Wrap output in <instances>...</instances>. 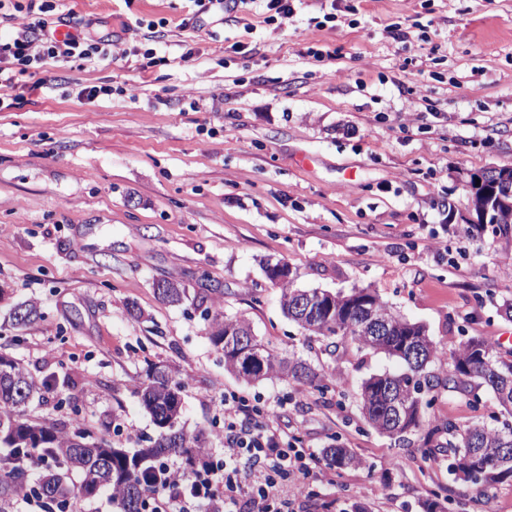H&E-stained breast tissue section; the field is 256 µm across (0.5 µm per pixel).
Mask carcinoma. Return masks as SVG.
Listing matches in <instances>:
<instances>
[{
  "label": "carcinoma",
  "instance_id": "cac0c4a2",
  "mask_svg": "<svg viewBox=\"0 0 512 512\" xmlns=\"http://www.w3.org/2000/svg\"><path fill=\"white\" fill-rule=\"evenodd\" d=\"M474 215L472 225L480 232L509 245L512 243V209H500L498 223L483 222L482 211L489 198L469 192ZM281 290L283 313L295 322L308 340L325 343V352L341 359L345 346L358 351L383 354L401 364L397 372L374 373L365 378L357 398L359 419L369 429L398 443L408 435L425 431L429 456L448 457V472L471 483L485 495L495 486L512 482V355L502 356L494 343L482 337L461 342L450 354L448 370L435 367L443 351L421 324L394 311L377 293L352 287L336 291L317 303L316 311L296 307L294 279L276 284ZM160 299L170 304L182 301L185 289L163 281L154 285ZM367 299L377 318L371 323L359 300ZM38 316L31 304L15 308V324L25 325ZM251 328L241 317L210 318V339L224 352V369L238 380L254 385L278 378L290 383L309 384L321 394L337 387L334 374L319 372L303 359L283 357L269 344L254 339L260 347L265 368L246 369L236 350L228 349L236 334ZM181 382L173 379L165 366L155 365L147 380L137 387L146 412L159 438L133 453L98 440L84 426L80 409L71 408L66 422L33 419L26 405L38 389V381L20 362L0 355V512H12L23 498L32 462L40 460L51 469L36 485L34 493L51 512H74L79 500H92L101 490L112 491L118 512H144L145 499L158 480L156 466L163 458H186L187 469L196 470L203 460L201 438L177 428L182 415ZM485 389L501 407L495 423L480 419L465 425L450 420H433L427 415L433 392L443 389L462 398H478ZM323 458L335 470L360 467L363 461L352 449L332 443L323 449Z\"/></svg>",
  "mask_w": 512,
  "mask_h": 512
}]
</instances>
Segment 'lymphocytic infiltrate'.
Returning <instances> with one entry per match:
<instances>
[{
  "label": "lymphocytic infiltrate",
  "instance_id": "lymphocytic-infiltrate-1",
  "mask_svg": "<svg viewBox=\"0 0 512 512\" xmlns=\"http://www.w3.org/2000/svg\"><path fill=\"white\" fill-rule=\"evenodd\" d=\"M53 0H42L25 30L0 37V107L12 98L16 75L42 61L68 62L104 57L100 41L59 32L50 14ZM42 51L31 55L33 41ZM248 409L236 397L224 400V460L206 471L188 472L165 464V477L149 493L145 512H294L297 495L311 475L332 473L315 454L271 421L243 422Z\"/></svg>",
  "mask_w": 512,
  "mask_h": 512
}]
</instances>
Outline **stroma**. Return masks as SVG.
I'll return each instance as SVG.
<instances>
[{"label":"stroma","instance_id":"35a3bbf8","mask_svg":"<svg viewBox=\"0 0 512 512\" xmlns=\"http://www.w3.org/2000/svg\"><path fill=\"white\" fill-rule=\"evenodd\" d=\"M53 15L107 57L29 70L0 110V354L41 383L29 413L63 420L77 404L95 437L136 450L156 434L136 388L163 364L210 459L233 395L274 404L311 452L336 437L364 460L312 481L296 512H348L351 495L368 512H425L435 489L455 512H512V483L480 496L423 434L398 446L360 429L362 381L396 362L353 347L331 361L261 267L288 262L302 288L372 289L443 350L485 337L512 352V247L468 235L464 186L512 168V0H295L271 24L257 0L222 21L194 0H55ZM100 85L111 95L82 97ZM163 280L185 288L181 305L158 298ZM208 281L221 314L335 366L336 392L225 371L196 306ZM20 303L40 318L15 326ZM498 412L444 391L428 410L458 424Z\"/></svg>","mask_w":512,"mask_h":512}]
</instances>
